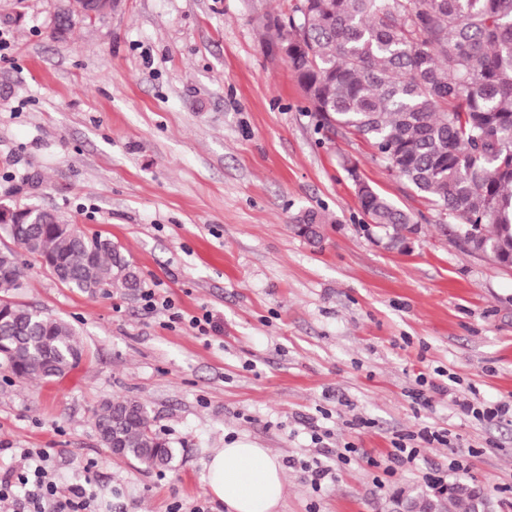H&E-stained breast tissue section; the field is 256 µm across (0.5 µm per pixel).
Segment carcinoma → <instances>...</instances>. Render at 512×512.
<instances>
[{"instance_id":"carcinoma-1","label":"carcinoma","mask_w":512,"mask_h":512,"mask_svg":"<svg viewBox=\"0 0 512 512\" xmlns=\"http://www.w3.org/2000/svg\"><path fill=\"white\" fill-rule=\"evenodd\" d=\"M81 16L56 13L67 37ZM269 44L288 42V62L320 126L368 141L381 162L426 198L442 223L465 227L473 251L512 263V0H299L265 24ZM362 211L398 247L411 212L373 190ZM60 217L36 209L3 228L46 270L71 273L66 287L89 296L134 292L141 277L112 240L72 242ZM17 252L0 251V360L24 381L62 377L84 350L67 322L9 301L22 287ZM123 415V457L173 463L177 449L154 428L148 407L118 396L94 411L95 428ZM473 486L432 494L436 512H473Z\"/></svg>"}]
</instances>
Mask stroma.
<instances>
[{
  "label": "stroma",
  "mask_w": 512,
  "mask_h": 512,
  "mask_svg": "<svg viewBox=\"0 0 512 512\" xmlns=\"http://www.w3.org/2000/svg\"><path fill=\"white\" fill-rule=\"evenodd\" d=\"M290 2L121 0L59 40L60 0H0V201L111 239L174 305L92 298L25 258L15 301L70 323L86 353L60 379L0 367V472L20 449L49 448L58 485L83 486L97 512H225L204 463L246 438L296 462L280 512H385L393 492L436 480L477 482L512 512V422L454 404H512V269L438 224L363 139L317 127L266 46L265 17ZM358 178L414 212L409 249L385 248ZM308 210L325 218L321 244L291 229ZM205 313L221 332L190 328ZM418 388L429 405L411 398ZM125 395L178 448L171 468L101 445L93 411ZM424 427L450 446L376 483L396 436ZM348 442L363 453L343 464ZM455 451L469 471L449 469ZM316 457L336 468L318 491L300 467Z\"/></svg>",
  "instance_id": "obj_1"
}]
</instances>
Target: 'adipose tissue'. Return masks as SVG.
Masks as SVG:
<instances>
[{
  "mask_svg": "<svg viewBox=\"0 0 512 512\" xmlns=\"http://www.w3.org/2000/svg\"><path fill=\"white\" fill-rule=\"evenodd\" d=\"M204 470L213 496L228 512H278L286 478L271 449L238 440L214 449Z\"/></svg>",
  "mask_w": 512,
  "mask_h": 512,
  "instance_id": "obj_1",
  "label": "adipose tissue"
}]
</instances>
